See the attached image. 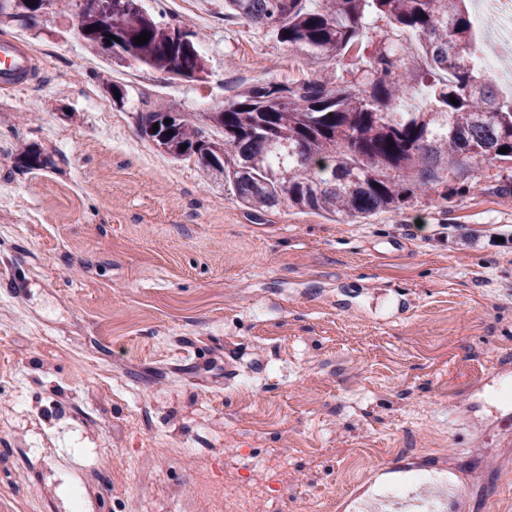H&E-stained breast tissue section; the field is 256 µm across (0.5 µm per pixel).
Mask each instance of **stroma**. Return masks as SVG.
<instances>
[{"mask_svg": "<svg viewBox=\"0 0 512 512\" xmlns=\"http://www.w3.org/2000/svg\"><path fill=\"white\" fill-rule=\"evenodd\" d=\"M194 26L202 82L91 54L78 0H6L0 40L56 49L38 100L0 89V512H336L349 464L435 460L460 512H512V191L500 163L364 218L256 216L161 151L139 113L206 120L315 59L224 15ZM124 91L112 100L113 85ZM32 149L48 167L29 170Z\"/></svg>", "mask_w": 512, "mask_h": 512, "instance_id": "obj_1", "label": "stroma"}]
</instances>
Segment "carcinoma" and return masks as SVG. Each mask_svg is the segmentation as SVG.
Instances as JSON below:
<instances>
[{"label": "carcinoma", "instance_id": "1", "mask_svg": "<svg viewBox=\"0 0 512 512\" xmlns=\"http://www.w3.org/2000/svg\"><path fill=\"white\" fill-rule=\"evenodd\" d=\"M464 2L321 0L308 8L305 0H224L232 15L270 29L278 41L311 56L356 50V57L366 58L365 88L320 75L254 85L204 124L169 109L142 112L141 132L168 154L195 158L204 175L221 181L255 214L286 203L363 218L405 208L422 188L445 197L448 174L458 170L462 157L477 179L487 163L512 165V98H501L491 80L468 63L476 36ZM372 13L385 16L394 32L415 33L418 53L407 56L386 46L367 51L365 18ZM90 22L84 40L93 50L101 47L119 61L184 79L206 73L198 32L180 19L157 21L139 0H106L103 14ZM99 22L112 24L114 39L97 34ZM143 32L150 38L136 43ZM419 83L432 108L395 111ZM504 147L509 151L498 153Z\"/></svg>", "mask_w": 512, "mask_h": 512}]
</instances>
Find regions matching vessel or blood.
<instances>
[{"label": "vessel or blood", "instance_id": "b4317fda", "mask_svg": "<svg viewBox=\"0 0 512 512\" xmlns=\"http://www.w3.org/2000/svg\"><path fill=\"white\" fill-rule=\"evenodd\" d=\"M33 67L32 55L20 42L0 41V87L16 88L19 77ZM458 496V488L447 477L407 478L392 466L344 498L340 512H448L449 500Z\"/></svg>", "mask_w": 512, "mask_h": 512}]
</instances>
